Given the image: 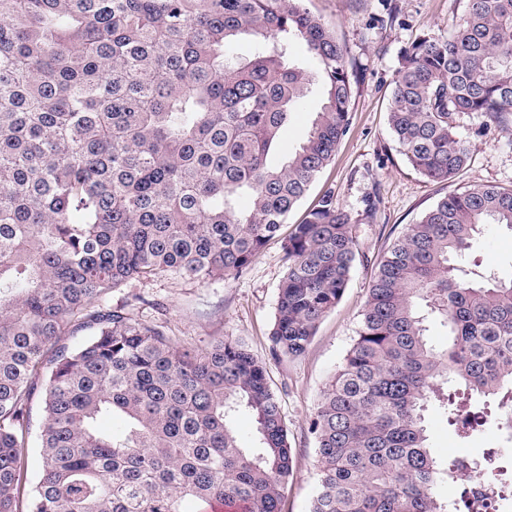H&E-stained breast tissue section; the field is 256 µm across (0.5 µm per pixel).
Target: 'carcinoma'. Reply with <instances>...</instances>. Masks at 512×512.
<instances>
[{"instance_id": "cac0c4a2", "label": "carcinoma", "mask_w": 512, "mask_h": 512, "mask_svg": "<svg viewBox=\"0 0 512 512\" xmlns=\"http://www.w3.org/2000/svg\"><path fill=\"white\" fill-rule=\"evenodd\" d=\"M245 36L256 48L241 57ZM294 41L314 67L291 60ZM314 87L306 139L277 157ZM350 98L347 50L305 0H0V512H18L42 375L27 512H279L293 452L265 364L233 340L176 344L103 297L165 270L243 273L332 159ZM469 113L512 125V0H469L447 36L402 52L388 124L414 169L455 177L470 141L453 129ZM488 224L512 231V189L448 194L380 261L311 424L309 512H458L435 489L466 465L431 450L432 401L467 441L486 423L467 403L495 398L512 443V274L460 267ZM283 249L268 340L297 358L357 259L335 193ZM430 316L447 329L442 347L426 337ZM115 414L124 428L102 429ZM41 381L38 382V388L33 398L31 407V431L32 438L26 448L25 454L28 461L27 478L25 483L22 484L20 504L19 507L23 512L26 510L27 502L32 495V491L37 482L38 461H39V448L35 442V435L43 419L42 404H41Z\"/></svg>"}]
</instances>
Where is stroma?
<instances>
[{
  "instance_id": "35a3bbf8",
  "label": "stroma",
  "mask_w": 512,
  "mask_h": 512,
  "mask_svg": "<svg viewBox=\"0 0 512 512\" xmlns=\"http://www.w3.org/2000/svg\"><path fill=\"white\" fill-rule=\"evenodd\" d=\"M307 8L347 49L352 85L350 128L331 163L288 217L302 221L326 190L355 226L357 261L343 298L320 322L306 354L297 359L271 355L268 334L287 262L280 241H270L236 278L189 279L175 272L135 278L112 290L109 305L137 322L159 327L181 344L206 347L219 338L244 344L265 362L294 452V475L281 512H309L318 488L316 438L311 421L359 328L360 314L381 256L405 228L448 193L476 184L512 188V129L491 128L474 137L479 115L463 116L456 136L469 139L471 158L450 182L432 181L412 168L388 129L387 112L400 53L422 35L444 36L458 24L467 0H305ZM375 197V212L366 200ZM465 268L512 274V231L488 225L465 257ZM429 443L441 459L478 448L499 449L512 460V444L487 427L473 441L461 440L447 419L429 411Z\"/></svg>"
}]
</instances>
